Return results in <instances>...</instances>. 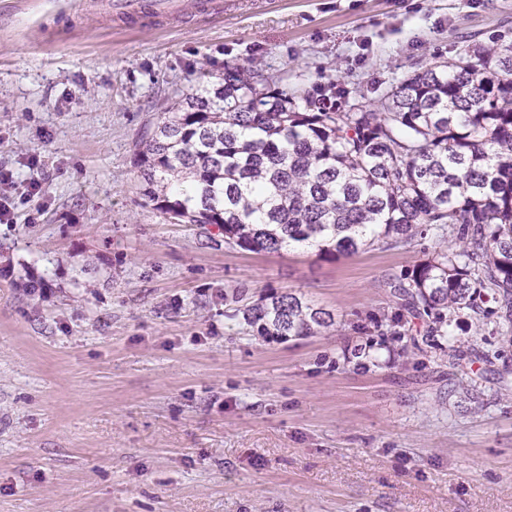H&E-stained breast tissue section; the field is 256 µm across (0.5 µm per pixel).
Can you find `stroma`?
<instances>
[{
  "label": "stroma",
  "instance_id": "stroma-1",
  "mask_svg": "<svg viewBox=\"0 0 512 512\" xmlns=\"http://www.w3.org/2000/svg\"><path fill=\"white\" fill-rule=\"evenodd\" d=\"M197 2L151 21L0 0V197H23L30 157L45 176L0 224V512H512V345L464 313L431 342L420 317L374 326L435 240L230 249L168 223L136 164L225 64L374 99L468 38L512 39V0ZM237 288L335 324L263 341L224 316ZM30 177L27 182L28 191L22 200V203L34 202L39 198L44 190L45 178L40 160L37 157H31L29 163Z\"/></svg>",
  "mask_w": 512,
  "mask_h": 512
}]
</instances>
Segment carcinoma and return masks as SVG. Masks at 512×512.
<instances>
[{"instance_id":"cac0c4a2","label":"carcinoma","mask_w":512,"mask_h":512,"mask_svg":"<svg viewBox=\"0 0 512 512\" xmlns=\"http://www.w3.org/2000/svg\"><path fill=\"white\" fill-rule=\"evenodd\" d=\"M137 165L154 209L233 249L336 259L431 234L442 246L389 282L398 310L430 317L432 338L462 312L494 314L512 342V42H472L375 100L357 88L332 108L227 65L167 112ZM244 296L233 291L224 316L269 342L333 325L293 292Z\"/></svg>"}]
</instances>
